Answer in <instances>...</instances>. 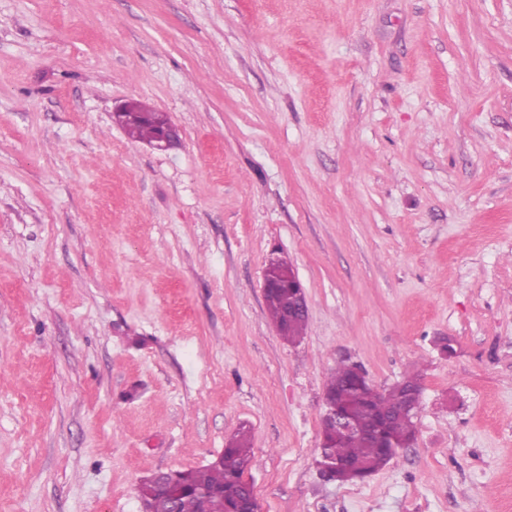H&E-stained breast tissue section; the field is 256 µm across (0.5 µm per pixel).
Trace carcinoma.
I'll list each match as a JSON object with an SVG mask.
<instances>
[{"label": "carcinoma", "mask_w": 512, "mask_h": 512, "mask_svg": "<svg viewBox=\"0 0 512 512\" xmlns=\"http://www.w3.org/2000/svg\"><path fill=\"white\" fill-rule=\"evenodd\" d=\"M117 122L129 135L150 144L160 132L162 115L134 102L131 109L118 113ZM264 300L274 324L284 328V339L293 342L303 335L307 318L297 311H288V289L270 288ZM414 393H420L418 379L414 376L405 377L391 388L370 396L357 385L354 368L346 362L338 363L329 373L324 397L333 402L338 414L354 418L359 430L355 436L345 437L332 422L321 419V452L342 464L338 471L339 482L361 481L365 474L375 473L389 462L386 449L375 447L380 420L385 410L409 402ZM419 406L420 403H415L412 410L389 422L385 434L390 441L403 444L415 439V410ZM251 463L248 431L242 430L225 443L213 462L198 469L171 471L170 482L162 493L175 498L177 512H252L258 504L250 500L245 479ZM162 493L155 489L150 477L142 479L139 496L149 512L164 508L160 500Z\"/></svg>", "instance_id": "carcinoma-1"}]
</instances>
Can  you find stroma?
Masks as SVG:
<instances>
[{
    "instance_id": "1",
    "label": "stroma",
    "mask_w": 512,
    "mask_h": 512,
    "mask_svg": "<svg viewBox=\"0 0 512 512\" xmlns=\"http://www.w3.org/2000/svg\"><path fill=\"white\" fill-rule=\"evenodd\" d=\"M343 358L422 384L344 485ZM242 428L259 512H512V0H0V512H142ZM118 112L116 121L132 137L146 141L148 144H151L157 138L152 146L159 150H165L174 143L178 130L170 123L168 118L161 128L162 113L150 110L139 102H133L129 110ZM269 287L270 285L264 277L262 285L263 293H265L266 289ZM289 288L297 289L296 297L298 300L296 310L307 316L306 294L298 278H294L290 283L288 282V288H269L265 293L264 300L269 316L274 324L281 325L287 334L286 336H282L278 327H276L279 335L288 340V342H293L301 337L306 330L307 317H303L297 311H292L291 313L288 311Z\"/></svg>"
}]
</instances>
